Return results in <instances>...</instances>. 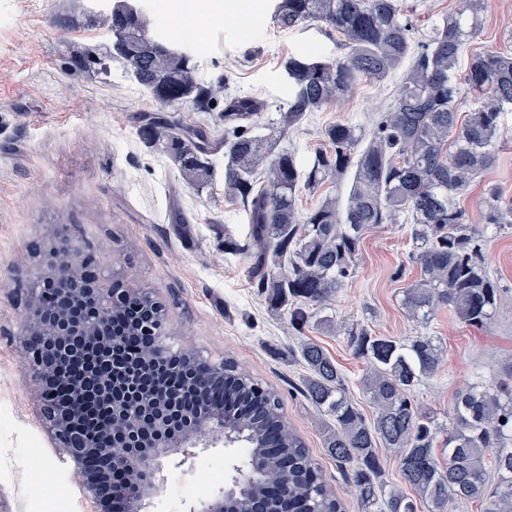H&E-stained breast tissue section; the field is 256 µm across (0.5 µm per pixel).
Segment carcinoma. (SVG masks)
Here are the masks:
<instances>
[{
    "label": "carcinoma",
    "instance_id": "cac0c4a2",
    "mask_svg": "<svg viewBox=\"0 0 512 512\" xmlns=\"http://www.w3.org/2000/svg\"><path fill=\"white\" fill-rule=\"evenodd\" d=\"M134 0H112L110 12L60 15L65 29L101 23L112 34L134 33L122 51L107 49L70 57L79 72L109 76L118 64L150 94L157 108L140 115L138 135L165 155H182L181 177L202 193L212 186L213 166L193 157L194 143L174 140L177 112L213 111L224 97L219 120L228 127L210 154L224 151V197L242 207L250 227L240 245L224 229V252L248 258L249 275L268 306L288 313L298 331L309 323L328 328L318 313L330 308L353 277L366 230L382 224L410 225L408 262L416 278L403 290L408 316L425 326L442 309L468 327L482 329L500 301L487 272L480 230L469 223L460 199L490 169L498 149L502 115L512 111V54H470L459 74L462 53L482 26L483 0H458L426 42L413 43L412 24L399 0H273L274 21L285 29L310 22L324 26L343 54L332 60L294 55L284 63L291 93L275 120L263 121L267 104L228 84H207L188 52L148 35L149 19ZM401 74L393 103L368 133L348 121L321 129L322 144L307 164L278 149L288 131L315 112L349 98L366 82L381 85ZM476 98L462 114V91ZM350 178L346 199L326 193L300 208V191ZM482 219L503 229L512 224V201L494 184L484 186ZM354 353L368 364L360 381L373 405L368 420L349 397L344 378L318 344L302 341L288 352L304 368L302 388L327 417L323 445L336 466L348 470L360 512H444L450 500L482 501L486 512H512V367L501 381H481L457 393L445 446L436 456L435 422L412 392L435 372L439 347L426 335L405 340L377 335L358 324L344 328ZM147 379L170 385L192 401V372L182 365L146 369ZM224 420L245 443L243 470L263 474L251 492L282 512H342L325 487L319 464L289 427L279 395L231 358L224 359ZM399 454L402 479L413 494L379 484V448ZM288 474V496L269 493L276 477Z\"/></svg>",
    "mask_w": 512,
    "mask_h": 512
}]
</instances>
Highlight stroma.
Here are the masks:
<instances>
[{
	"mask_svg": "<svg viewBox=\"0 0 512 512\" xmlns=\"http://www.w3.org/2000/svg\"><path fill=\"white\" fill-rule=\"evenodd\" d=\"M194 0H148L151 35L191 53L201 81L227 80L232 90L264 99L271 110L286 105L290 92L283 63L291 54L338 56L334 40L318 25L280 29L271 0H259L241 15L214 11L203 33L187 36ZM423 39L457 0H401ZM86 0H0V512H92L70 461L53 447L40 418L30 376L23 367L26 291L51 270L48 250L58 234L81 253L96 254L101 284L132 281L150 288L166 305L167 333L174 348L213 361L232 358L276 391L289 426L324 471L327 490L345 512H359L346 472L322 444L319 412L303 397L301 367L282 350L307 340L336 361L349 392L365 416L373 408L360 379L363 359L345 334L317 327L292 328L286 313H272L248 274V261L224 251V234L247 243L244 211L224 198V156L207 192L184 182L166 156L137 134L141 112L154 108L148 92L120 67L110 76L77 75L66 68L73 55L112 44L101 25L65 30L55 19L81 12ZM482 28L473 52H512V0H485ZM70 86L68 96L58 84ZM396 81L360 84L354 97L314 114L281 140V148L307 161L321 144L326 124L349 120L370 128L387 108ZM494 166L464 200L469 222L480 228L490 275L501 290L492 323L483 329L439 312L427 329L406 315L402 290L415 272L408 264L409 227L384 224L367 230L354 277L330 311L345 324L409 338L426 331L442 349L437 370L414 391L416 403L437 424H448L455 395L474 376L497 381L512 365V229L481 221L485 183L512 198V111L501 119ZM243 444L218 441L197 448L186 463L167 461L164 488L148 512H187L223 488L240 464ZM209 480H201V472Z\"/></svg>",
	"mask_w": 512,
	"mask_h": 512,
	"instance_id": "35a3bbf8",
	"label": "stroma"
}]
</instances>
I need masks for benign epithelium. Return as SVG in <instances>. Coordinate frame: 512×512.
Masks as SVG:
<instances>
[{"label": "benign epithelium", "instance_id": "benign-epithelium-1", "mask_svg": "<svg viewBox=\"0 0 512 512\" xmlns=\"http://www.w3.org/2000/svg\"><path fill=\"white\" fill-rule=\"evenodd\" d=\"M51 274L25 300L28 315L23 365L30 375L48 435L73 463L94 512H143L160 495L162 461L188 459L208 436L235 442L224 433V363L184 352L198 392L172 432V401L161 390L146 397L100 393L112 379V352L122 336L112 330V308H150L137 335L144 356L165 365L174 349L166 341L165 306L144 288H105L96 279L97 260L60 239L49 251ZM229 482L189 512H266L247 493V474L233 468Z\"/></svg>", "mask_w": 512, "mask_h": 512}]
</instances>
